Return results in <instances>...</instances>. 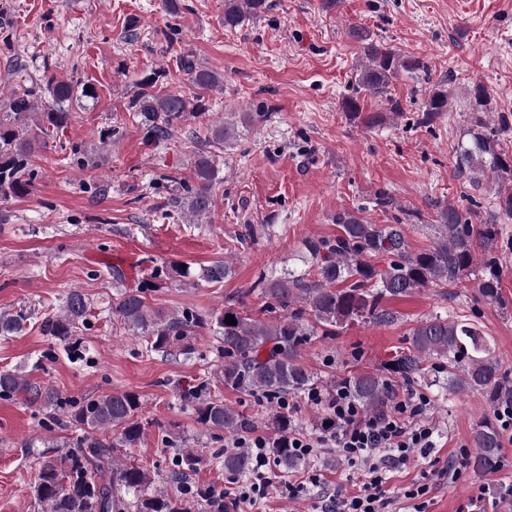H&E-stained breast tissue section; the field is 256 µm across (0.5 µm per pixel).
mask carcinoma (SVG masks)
Here are the masks:
<instances>
[{
    "label": "carcinoma",
    "instance_id": "1",
    "mask_svg": "<svg viewBox=\"0 0 512 512\" xmlns=\"http://www.w3.org/2000/svg\"><path fill=\"white\" fill-rule=\"evenodd\" d=\"M267 9L266 0H224V28L232 31L245 22L258 18ZM366 41L364 55L368 64L362 69L359 84L373 94L384 92L401 70H419L423 64L417 58H404L394 50ZM182 71L195 89L188 98L179 93L154 90L155 82H142L141 92L132 102L133 118L145 137L154 143L166 141L172 131L186 120L187 112L202 115L206 111L204 93L221 87L222 78L212 70L196 64L192 56L180 58ZM52 103L44 111H35L32 94L16 89L4 102L13 115L9 126L0 122V195H24L32 186L28 175L27 157L34 150L38 136L49 128L67 124L70 113L61 106L82 94L92 96L73 80L49 81ZM448 111V90L437 84L429 92L419 124L430 126ZM262 116L260 112H245L240 122L222 120L210 124L209 139L216 145L227 144L239 137L238 126L245 128ZM509 128L507 120L495 127L480 119L469 131L470 145L460 147L457 164L460 171L500 182L512 180V157L502 149L501 133ZM217 171L213 159L200 157L194 164L193 184L179 179L176 207L190 218L201 219L212 210V186ZM438 231L434 245L418 253L409 251L402 223L368 224L347 213L336 215L339 232L334 238H307L303 241L306 262L317 270V279L288 274L269 279L262 274L253 288L266 299L264 311L275 314L263 321L243 310L242 301L230 298L221 310L201 315L191 310L180 314L153 309L146 303L149 283L143 281L134 288L120 291L114 313L132 336L151 338L150 348L167 351L180 346L181 354L189 355L193 348L188 339L199 328H212L220 338L224 365L219 382L225 387L264 396L269 405L292 393L314 388L315 377L299 361L300 349L308 337L316 334L334 336L351 323L391 325L396 312L387 302L412 295L415 291L438 282L454 284L472 273L481 249L486 260L484 272L476 288L481 298L501 308L506 302L501 292L497 239L501 234L496 222L474 224L456 209L437 208ZM231 275L227 261H215L201 270L198 278L221 283ZM232 315L236 324H226ZM88 302L78 290L71 291L60 311L44 317V335L70 345L79 326L87 323ZM27 317L21 313H0V336H14L26 327ZM434 362L440 370H459L450 379L460 390L480 392L493 416H485L474 429V455L470 465L489 473L499 463L502 435L497 425L498 411L512 408V378L502 370L489 340L467 319H451L435 315L423 319L412 330L411 348L398 355L390 370L410 382L421 371L422 363ZM359 406L369 415L385 413L396 399L389 379L374 373H360L342 382ZM25 396L34 405L41 398L52 401L51 394L42 393L29 380L10 371H0V398ZM199 424L209 430L229 434L245 432L254 422L243 417L221 398L207 393V385L199 384L182 393ZM64 417L56 415L51 422L66 430L76 426L82 431L68 441L70 451L53 456L43 453L38 458L33 495L40 512H188L187 502L179 496L152 490L150 473L134 465H122L112 459L116 447L130 448L141 440L143 429L134 420L139 408L135 394L118 392L96 398L61 403ZM267 424L273 429L270 448L282 469L293 467L297 459L288 450V431L292 420L288 412L274 410ZM114 431L113 440L100 439L96 434ZM203 456L192 450L179 451L175 469L170 476L183 483L188 473L197 470ZM224 471L244 476L249 471V458L240 450L224 455ZM192 496L206 503L208 512H227L221 492L212 488H192Z\"/></svg>",
    "mask_w": 512,
    "mask_h": 512
}]
</instances>
